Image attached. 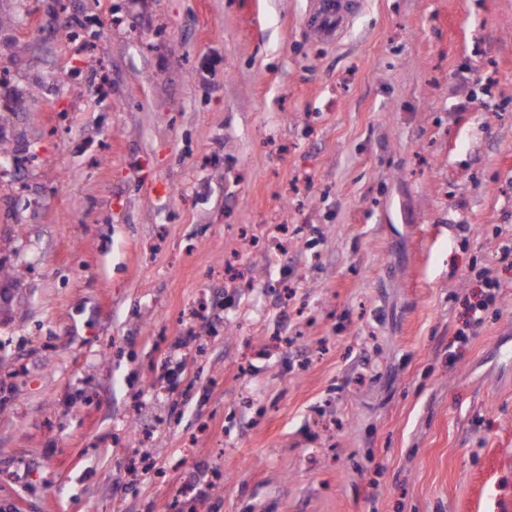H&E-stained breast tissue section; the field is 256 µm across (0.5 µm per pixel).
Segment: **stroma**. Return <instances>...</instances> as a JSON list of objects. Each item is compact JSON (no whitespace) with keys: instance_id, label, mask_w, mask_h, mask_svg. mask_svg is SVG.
I'll list each match as a JSON object with an SVG mask.
<instances>
[{"instance_id":"1","label":"stroma","mask_w":512,"mask_h":512,"mask_svg":"<svg viewBox=\"0 0 512 512\" xmlns=\"http://www.w3.org/2000/svg\"><path fill=\"white\" fill-rule=\"evenodd\" d=\"M313 8L0 0V512H512V0ZM357 3L358 0H319L315 26L328 37H337L345 16L350 14ZM477 277L488 291L485 293L484 298L472 307V325L474 327L479 326L483 321L482 316H478L477 313H482L488 307L489 303L495 299L496 291L499 292L500 288H503L497 278L491 277V271L489 269H480L477 272Z\"/></svg>"}]
</instances>
